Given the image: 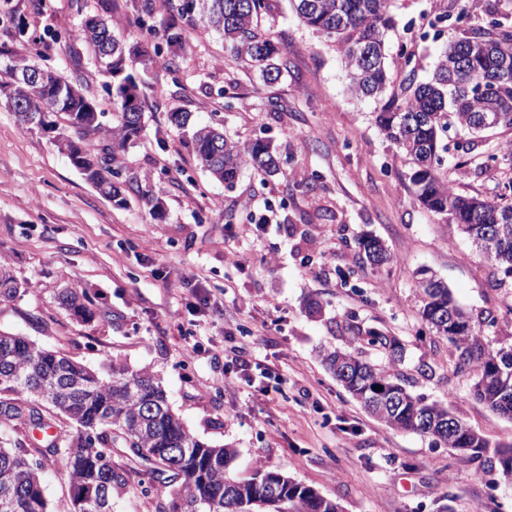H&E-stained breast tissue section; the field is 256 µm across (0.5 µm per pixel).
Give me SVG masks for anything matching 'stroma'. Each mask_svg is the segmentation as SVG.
I'll use <instances>...</instances> for the list:
<instances>
[{
	"label": "stroma",
	"instance_id": "stroma-1",
	"mask_svg": "<svg viewBox=\"0 0 512 512\" xmlns=\"http://www.w3.org/2000/svg\"><path fill=\"white\" fill-rule=\"evenodd\" d=\"M391 0L387 66L394 82L424 81L439 51L472 31L512 32V0ZM162 20L163 0H0V65L27 58L112 110L107 79L90 49L70 60L68 33L90 15L112 24L128 45L160 52L139 85L144 130L119 160L126 204L88 183L59 152L54 134L17 123L0 106V264L20 285L0 301V332L26 337L100 372L120 362L159 374L172 411L211 445L235 448L236 477L278 471L335 500L341 512H512V482L432 438L393 429L369 415L336 382L323 352L354 350L352 323L397 337L399 360L365 348V359L405 380L426 401L448 405L491 443H512V420L454 375L451 347L421 321L416 278L442 279L473 316L492 319L493 346H512V278L483 259L445 216L426 210L411 167L375 124V104L350 96L338 45L295 18L288 0L261 16L289 58L272 83L235 61L204 25L184 46L165 44L141 20ZM26 25L17 37V22ZM180 56L179 66L166 61ZM232 110H225V100ZM220 113L225 134L270 140L281 170L263 179L243 168L233 186L203 172L187 135L171 126ZM512 129L476 139L468 163L446 157L454 188L493 196L512 174L486 166ZM151 181L162 215L137 188ZM380 238L392 261L356 267L357 240ZM87 293L92 317L60 301ZM323 305L310 317L309 300ZM248 371H241L242 362ZM127 475L113 512H168L160 487L140 493Z\"/></svg>",
	"mask_w": 512,
	"mask_h": 512
}]
</instances>
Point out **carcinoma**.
Segmentation results:
<instances>
[{
    "instance_id": "carcinoma-1",
    "label": "carcinoma",
    "mask_w": 512,
    "mask_h": 512,
    "mask_svg": "<svg viewBox=\"0 0 512 512\" xmlns=\"http://www.w3.org/2000/svg\"><path fill=\"white\" fill-rule=\"evenodd\" d=\"M173 23L162 30L169 45L185 41L186 19L213 28L238 61L255 68L264 82L288 71L271 34L257 31L259 17L270 14L274 0H165ZM300 22L337 41L348 76V91L356 98L379 103L375 123L385 138L412 164L410 181L419 202L456 224L483 258L497 263L512 277V181L505 192L490 198L464 195L441 171L445 142L452 127L474 137L487 131L483 116L496 127L512 129V34L494 37L478 29L465 41L451 43L440 54L432 78L408 82L391 90L387 70L386 35L392 27L390 0H291ZM75 42L90 47L100 72L112 74L111 122L85 94L82 85L58 83V73L44 68L45 81L36 87L19 82L29 66L19 59L0 69V105L14 112L22 125L53 130L57 121L82 134L99 137V152L91 156L70 139L57 140L59 151L82 170L101 193L122 203V188L114 164L138 143L143 113L131 55L107 22L92 17L76 30ZM112 54L102 55L104 43ZM25 99L29 112L14 111L13 97ZM53 107L56 120L41 118V108ZM169 122L188 132L195 156L213 178L231 186L243 167L261 176L279 173V159L270 143L256 138L239 142L224 134L219 118L194 125L187 112L174 110ZM359 260L380 267L391 259L376 238L358 241ZM419 314L437 336L452 347L454 372L475 370L481 378L474 394L497 414L512 419V373L501 377L483 367L512 346L494 347L487 336L493 321L475 320L454 301L447 285L418 284ZM19 287L0 266V299H11ZM354 343L375 349L400 350L396 337L347 325ZM325 361L336 380L373 416L398 430L429 436L448 447L497 467L512 476V447L491 446L482 434L459 422L448 431V406L412 395L402 380L383 366L353 352L330 351ZM348 370L345 375L342 370ZM381 390L376 391L374 387ZM39 431L43 440L34 460L7 441L19 433ZM115 448L126 449L128 461L147 479L141 493L156 486L171 489L173 512H340L339 505L310 486L277 471L232 478L237 450L199 440L169 407L160 379L147 371H132L114 363L102 375L57 351L22 337L0 333V512H52L44 489V469L58 453L67 459L70 512H112L113 495L127 486V471L112 465Z\"/></svg>"
}]
</instances>
